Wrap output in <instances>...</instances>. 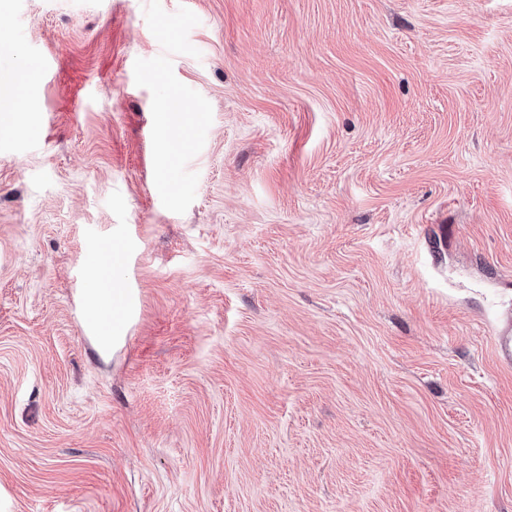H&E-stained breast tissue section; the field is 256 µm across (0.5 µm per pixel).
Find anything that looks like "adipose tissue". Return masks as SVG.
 I'll return each instance as SVG.
<instances>
[{
    "label": "adipose tissue",
    "mask_w": 512,
    "mask_h": 512,
    "mask_svg": "<svg viewBox=\"0 0 512 512\" xmlns=\"http://www.w3.org/2000/svg\"><path fill=\"white\" fill-rule=\"evenodd\" d=\"M119 260L110 250H102L92 269L95 291L87 302V317L90 324L109 326L117 321L126 301V292L118 278Z\"/></svg>",
    "instance_id": "obj_1"
}]
</instances>
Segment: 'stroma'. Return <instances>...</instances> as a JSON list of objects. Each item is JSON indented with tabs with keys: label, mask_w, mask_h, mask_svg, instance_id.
Instances as JSON below:
<instances>
[{
	"label": "stroma",
	"mask_w": 512,
	"mask_h": 512,
	"mask_svg": "<svg viewBox=\"0 0 512 512\" xmlns=\"http://www.w3.org/2000/svg\"><path fill=\"white\" fill-rule=\"evenodd\" d=\"M0 31V83L54 60L0 124V512H512V0H0ZM121 263L112 255V249H104L92 269L96 288L87 302V317L90 324L109 326L117 321L126 301V292L118 279Z\"/></svg>",
	"instance_id": "35a3bbf8"
}]
</instances>
